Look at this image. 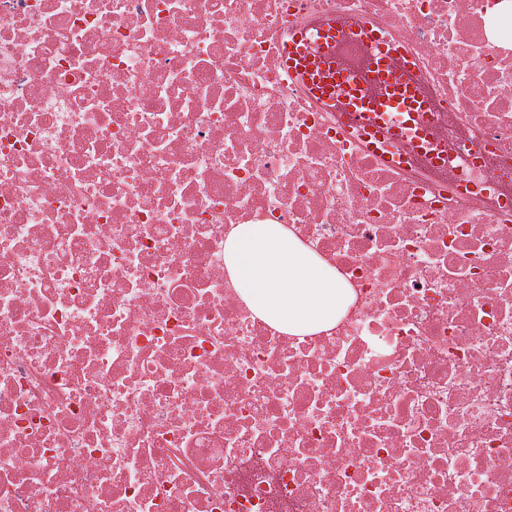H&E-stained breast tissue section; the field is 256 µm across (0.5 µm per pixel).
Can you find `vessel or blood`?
Here are the masks:
<instances>
[{"label":"vessel or blood","mask_w":512,"mask_h":512,"mask_svg":"<svg viewBox=\"0 0 512 512\" xmlns=\"http://www.w3.org/2000/svg\"><path fill=\"white\" fill-rule=\"evenodd\" d=\"M282 64L295 84L340 112L347 129L386 165L404 167L418 156L433 159L427 115L435 105L418 66L370 24L349 27L328 18L311 31L291 28ZM403 132L411 134L414 151H385L386 141Z\"/></svg>","instance_id":"vessel-or-blood-1"}]
</instances>
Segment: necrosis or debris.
I'll use <instances>...</instances> for the list:
<instances>
[{"instance_id":"obj_1","label":"necrosis or debris","mask_w":512,"mask_h":512,"mask_svg":"<svg viewBox=\"0 0 512 512\" xmlns=\"http://www.w3.org/2000/svg\"><path fill=\"white\" fill-rule=\"evenodd\" d=\"M327 15L416 59L444 174L289 84ZM507 185L512 0H0V512H512ZM241 224L336 327L251 310ZM224 262L255 314L289 335L333 328L349 303L336 272L280 224L238 225Z\"/></svg>"}]
</instances>
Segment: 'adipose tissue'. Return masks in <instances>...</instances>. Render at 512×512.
<instances>
[{
    "label": "adipose tissue",
    "mask_w": 512,
    "mask_h": 512,
    "mask_svg": "<svg viewBox=\"0 0 512 512\" xmlns=\"http://www.w3.org/2000/svg\"><path fill=\"white\" fill-rule=\"evenodd\" d=\"M224 262L255 314L290 335L333 328L349 303L335 271L278 224L238 225Z\"/></svg>",
    "instance_id": "obj_1"
}]
</instances>
